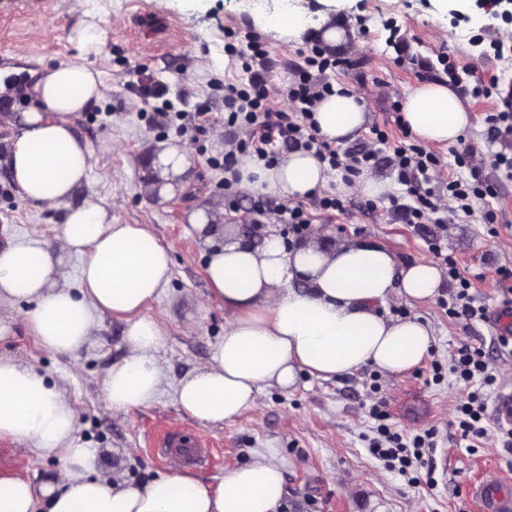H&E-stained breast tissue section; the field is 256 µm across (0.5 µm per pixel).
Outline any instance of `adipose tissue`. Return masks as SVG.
I'll return each mask as SVG.
<instances>
[{"label": "adipose tissue", "instance_id": "adipose-tissue-1", "mask_svg": "<svg viewBox=\"0 0 512 512\" xmlns=\"http://www.w3.org/2000/svg\"><path fill=\"white\" fill-rule=\"evenodd\" d=\"M100 94L96 72L63 63L46 70L33 87L34 106L12 122L5 164L18 195L43 210H65L66 217L54 240L22 236L0 246V303L27 304L39 344L64 354L94 340L97 315L124 318L129 351L104 379L103 409L120 417L162 385V332L145 310L161 297L172 271L170 249L150 226L118 223L107 202L69 203L93 165L71 119ZM402 114L425 144L456 142L470 123L459 95L440 82L412 89ZM314 118L321 135L339 143L363 127L364 106L356 95L335 93L318 104ZM239 170L243 185L284 201L305 198L329 181L324 165L305 151L286 154L272 168L246 157ZM193 225L208 250L211 292L229 313L210 363L177 389L179 405L200 423L235 421L264 387L292 386L301 369L323 380L369 364L401 373L428 356L429 326L383 309L395 298L434 297L442 282L434 263L402 267L385 247L362 241L289 247L272 234L255 245L222 233L201 213ZM74 255L82 259L76 288L67 282ZM80 428L57 384L0 357V438L65 461L54 484L0 476V512H277L281 505L283 476L271 462L228 470L213 489L170 473L142 487L107 484L94 473V449L77 443Z\"/></svg>", "mask_w": 512, "mask_h": 512}]
</instances>
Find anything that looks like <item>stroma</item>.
I'll list each match as a JSON object with an SVG mask.
<instances>
[{
	"label": "stroma",
	"instance_id": "obj_1",
	"mask_svg": "<svg viewBox=\"0 0 512 512\" xmlns=\"http://www.w3.org/2000/svg\"><path fill=\"white\" fill-rule=\"evenodd\" d=\"M312 19L329 16L344 29L347 40L332 54L348 60L347 68L330 74L336 87L353 88L363 97L366 122L354 142L370 141L373 128L390 141L401 136L399 114L416 85L457 80L471 123L467 142L479 147L474 168L454 163L452 148L434 146L442 161L431 186L445 196L449 177L495 184V197L475 201L472 217L458 224H400L391 212L390 198L400 185L390 168L381 166L369 176L384 190L371 197L348 186L341 171L330 174L327 192L342 196L345 210L327 218L316 216L304 234L307 242L328 234L332 243L370 240L389 249L399 265L430 261L444 266L455 260L470 279L471 292L488 310L487 319L450 317L452 289L442 284L437 296L420 301H393L386 313L394 318L419 317L434 332L427 358L399 374L368 365L340 378L323 380L299 371L294 386H269L257 404L240 418L221 427H206L185 413L175 390L179 382L206 366L224 336L228 318L223 304L211 295L205 277L207 255L191 226L199 210L211 223L244 232L232 225L233 211L224 197V143L231 134L223 125L202 132L176 133L153 126L152 106L123 85L126 68L147 65L156 81L167 85L174 111L192 115L224 109V83L242 78L238 61L224 52L225 29L253 30V17L275 14L277 0L254 7L251 0H0V83L34 84L45 69L80 61L95 70L101 96L73 119L79 140L94 154L87 181L73 204L103 200L113 203L119 223L149 225L161 243L173 244L168 288L146 309L162 328L158 352L164 375L159 393L147 404L121 418L103 410L104 379L112 363L127 353L121 318H98L96 337L77 355L43 349L27 326L26 305L0 307V318L12 332L0 339V356L33 366L56 381L81 420V445L95 449L94 469L108 483L141 486L161 473L181 475L206 485L218 484L225 471L269 460L281 470L284 497L280 512H476L470 487L478 482L512 480V450L505 448L498 429L496 404L512 394V351L498 343L497 314L512 309V288L499 284L496 269L512 267V179L493 163L495 153H512V138L491 141L484 118L494 111L498 96L512 92V63L485 58L473 36L499 41L501 28L512 26V15L494 0H292ZM123 25L114 28V17ZM93 26L96 42L84 48L79 34ZM48 28L51 39L35 42L30 32ZM272 61L269 75L275 87L290 79L302 51L318 44L315 29L299 40L281 43L261 35ZM497 83L499 93L476 96L472 87ZM29 101L0 94V242L18 236L54 239L63 224L61 210H40L19 199L3 162L12 118L26 111ZM186 146L190 159L170 198L152 197L158 173L151 156L158 146ZM173 195V196H174ZM497 215V235H489L482 216ZM438 239L440 253L428 248ZM481 349L495 376L487 387L483 438L463 441L454 424V410L464 398L450 371L451 357L461 345ZM389 415V426L404 439L434 431L433 476L416 477L389 471L371 454L376 435L372 406ZM199 432L210 453L203 465L174 468L153 446L161 426ZM63 467L57 453H33L17 442L0 440V472L56 482Z\"/></svg>",
	"mask_w": 512,
	"mask_h": 512
}]
</instances>
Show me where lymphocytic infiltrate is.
Wrapping results in <instances>:
<instances>
[{
    "label": "lymphocytic infiltrate",
    "instance_id": "1",
    "mask_svg": "<svg viewBox=\"0 0 512 512\" xmlns=\"http://www.w3.org/2000/svg\"><path fill=\"white\" fill-rule=\"evenodd\" d=\"M246 52H239L236 45L228 43L225 53L238 55L244 80L224 84L223 112H198L194 115L199 125L224 124L226 128L246 131V138L232 143L224 152V169L234 172L239 156L246 155L274 166L280 150H304L313 153L333 171H344L346 176H356L374 168L379 160H387L403 186V195L392 200L395 217L404 224H420L429 215L437 213L433 192L429 187L432 176L441 165L439 157L427 152L419 144L400 139L388 157H381L379 147L386 144L388 135L375 130L373 144L340 147L329 142L319 133L313 118L314 109L325 96L333 94L334 85L327 74L343 69L344 60L325 55L321 49H313L304 55L301 63L294 66V78L284 88L285 108L278 109L270 102L271 82L268 71L270 62L265 49L253 35H244ZM449 206L444 220L452 224L462 217L471 216L473 202L493 195L492 186L479 182L454 179L445 185ZM344 201L335 195L313 193L305 200L292 201L278 212L280 223L286 224L293 233L306 232L314 214L333 216L343 212ZM451 371L468 393L455 410L461 440L467 441L484 436L482 425L485 405L472 389L476 379L491 383L487 366L480 349L462 346L458 349ZM380 438L371 447L373 455L397 464L399 473H406L413 466L424 467L425 456L434 447L431 435L416 437L412 446L402 444L397 433L387 424L378 427Z\"/></svg>",
    "mask_w": 512,
    "mask_h": 512
}]
</instances>
